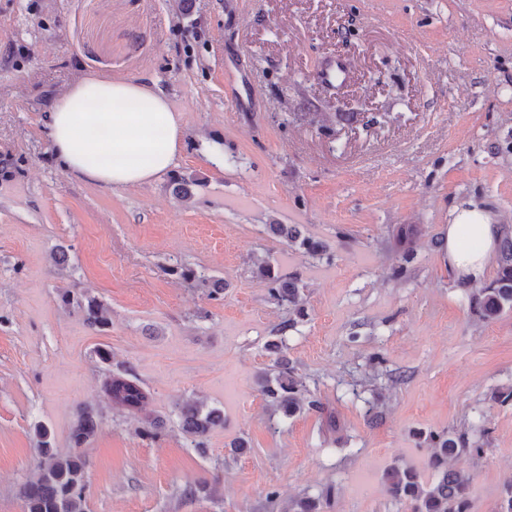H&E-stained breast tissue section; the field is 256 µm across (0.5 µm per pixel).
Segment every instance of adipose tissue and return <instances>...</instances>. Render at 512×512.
I'll return each instance as SVG.
<instances>
[{
  "label": "adipose tissue",
  "instance_id": "1",
  "mask_svg": "<svg viewBox=\"0 0 512 512\" xmlns=\"http://www.w3.org/2000/svg\"><path fill=\"white\" fill-rule=\"evenodd\" d=\"M54 155L85 181L113 189L152 182L170 170L184 132L167 96L132 80L83 78L46 116ZM502 228L472 201L457 204L445 239L448 269L462 282L483 278Z\"/></svg>",
  "mask_w": 512,
  "mask_h": 512
}]
</instances>
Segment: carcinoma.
<instances>
[{"label":"carcinoma","instance_id":"cac0c4a2","mask_svg":"<svg viewBox=\"0 0 512 512\" xmlns=\"http://www.w3.org/2000/svg\"><path fill=\"white\" fill-rule=\"evenodd\" d=\"M268 230L282 238L287 244L297 247L303 253L317 257L326 252L319 242L303 237L286 224H270ZM419 229L415 224H403L397 228L396 241L402 249V263L394 270L398 277L406 275L415 260L413 241ZM498 270L496 277L482 288L469 293V306L474 315L483 322L498 319L504 312L512 311V228L505 229L499 242ZM174 273L184 281H194L206 287L210 300L224 297V279L205 277L189 266L174 269ZM257 276L265 281L271 299L302 315L298 306L299 288L294 281L286 280L275 273L270 263L263 261L256 266ZM61 302L74 305L83 313L86 323L94 329L102 330L109 325L104 305L96 298L79 291H66L60 296ZM269 349L277 354L273 372L260 376L259 391L269 399L272 406L285 418H291L304 409L319 410L321 403L308 399V389L302 379L280 356L281 345L269 344ZM103 391L112 402V407L130 413L140 411L148 400V393L129 374H114L103 383ZM180 425L185 434L192 438L196 448H202L205 438L212 428L224 419L214 408L207 409L200 402L186 403L179 408ZM98 429V421L92 411L83 409L73 426L71 438L74 447L87 444ZM41 460L37 477L23 487V497L27 512H86V484L84 480L87 460L80 454L61 456L51 450L48 431L37 428ZM433 449L429 467L436 479L425 482L414 470L398 464L385 473L387 492L396 502L407 506L409 512H471L470 475L463 470L448 468V460L469 453L480 457L484 454L482 445L469 442L463 435L448 431L429 435ZM334 498L331 488L314 498L302 499L294 512H323L330 507Z\"/></svg>","mask_w":512,"mask_h":512}]
</instances>
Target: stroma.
Listing matches in <instances>:
<instances>
[{
	"label": "stroma",
	"instance_id": "obj_1",
	"mask_svg": "<svg viewBox=\"0 0 512 512\" xmlns=\"http://www.w3.org/2000/svg\"><path fill=\"white\" fill-rule=\"evenodd\" d=\"M329 60L345 81L319 78ZM83 77L162 91L185 131L175 166L123 190L64 169L45 117ZM179 176L189 198L172 192ZM464 200L512 226V0H0V512H27L36 427L72 454L84 405L99 421L78 450L87 512H284L329 486L327 512H408L386 470L432 479L424 436L477 417L482 458L453 464L472 512H494L512 477V400L491 397L512 385V312L478 321L448 270L440 242ZM272 224L299 225L325 255ZM401 224L422 232L396 279ZM258 258L298 283L293 329ZM182 265L223 278V299ZM71 288L103 303L106 329L62 304ZM280 337L322 404L285 424L257 386ZM115 373L149 390L142 411L103 394ZM191 399L224 414L202 452L176 415ZM268 230L272 234L282 238L287 245L295 246L311 257L321 256L326 252L324 245L309 237L301 238L300 233L292 229V227H289L288 224H272L269 225Z\"/></svg>",
	"mask_w": 512,
	"mask_h": 512
}]
</instances>
